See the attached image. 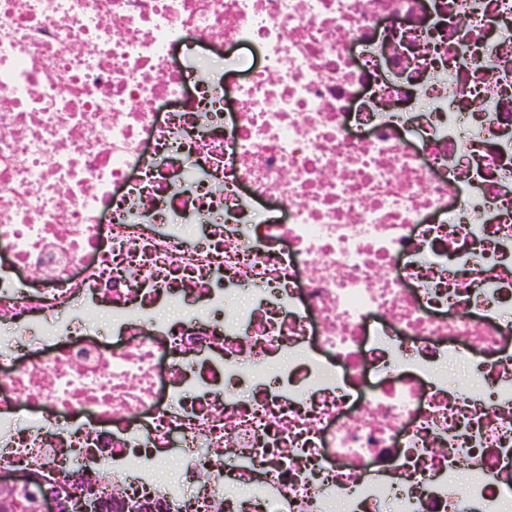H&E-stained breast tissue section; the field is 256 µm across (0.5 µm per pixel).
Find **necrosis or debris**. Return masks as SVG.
Instances as JSON below:
<instances>
[{"label":"necrosis or debris","instance_id":"obj_1","mask_svg":"<svg viewBox=\"0 0 512 512\" xmlns=\"http://www.w3.org/2000/svg\"><path fill=\"white\" fill-rule=\"evenodd\" d=\"M184 42L263 64L228 99ZM3 327L0 473L91 464L109 512H501L512 0H0Z\"/></svg>","mask_w":512,"mask_h":512}]
</instances>
